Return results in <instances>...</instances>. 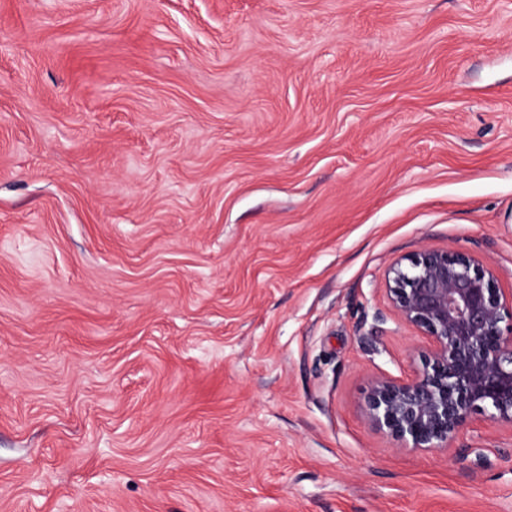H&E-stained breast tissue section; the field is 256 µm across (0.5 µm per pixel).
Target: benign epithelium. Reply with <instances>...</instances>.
Returning a JSON list of instances; mask_svg holds the SVG:
<instances>
[{"mask_svg":"<svg viewBox=\"0 0 512 512\" xmlns=\"http://www.w3.org/2000/svg\"><path fill=\"white\" fill-rule=\"evenodd\" d=\"M391 307L428 340L405 378L374 377L364 416L399 449L445 450L480 414L512 425V293L475 257L423 248L384 274Z\"/></svg>","mask_w":512,"mask_h":512,"instance_id":"benign-epithelium-1","label":"benign epithelium"}]
</instances>
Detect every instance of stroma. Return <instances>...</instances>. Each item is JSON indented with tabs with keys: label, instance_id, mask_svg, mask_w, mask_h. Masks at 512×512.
Here are the masks:
<instances>
[{
	"label": "stroma",
	"instance_id": "1",
	"mask_svg": "<svg viewBox=\"0 0 512 512\" xmlns=\"http://www.w3.org/2000/svg\"><path fill=\"white\" fill-rule=\"evenodd\" d=\"M448 247L512 289V0H0V512H512L364 420Z\"/></svg>",
	"mask_w": 512,
	"mask_h": 512
}]
</instances>
